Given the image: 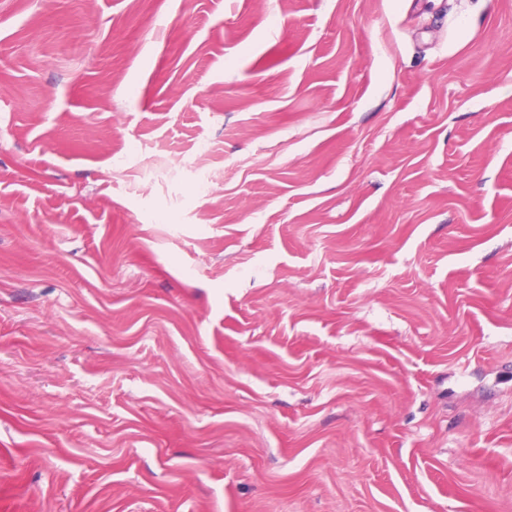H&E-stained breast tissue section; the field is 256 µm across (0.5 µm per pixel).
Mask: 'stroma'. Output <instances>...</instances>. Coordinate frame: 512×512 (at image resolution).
Instances as JSON below:
<instances>
[{"mask_svg":"<svg viewBox=\"0 0 512 512\" xmlns=\"http://www.w3.org/2000/svg\"><path fill=\"white\" fill-rule=\"evenodd\" d=\"M0 512H512V0H0Z\"/></svg>","mask_w":512,"mask_h":512,"instance_id":"obj_1","label":"stroma"}]
</instances>
